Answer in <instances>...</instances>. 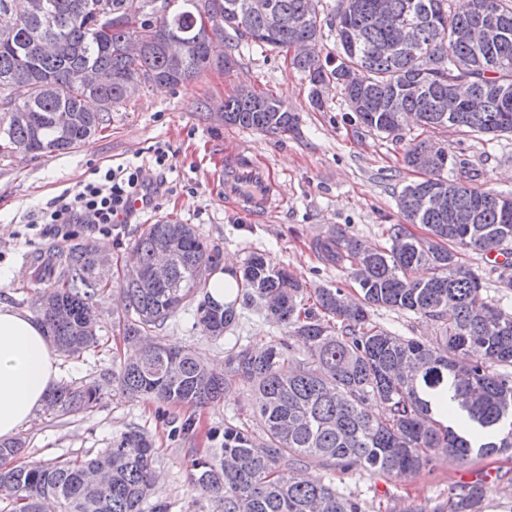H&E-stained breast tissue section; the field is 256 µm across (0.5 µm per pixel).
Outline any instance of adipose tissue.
<instances>
[{"mask_svg": "<svg viewBox=\"0 0 512 512\" xmlns=\"http://www.w3.org/2000/svg\"><path fill=\"white\" fill-rule=\"evenodd\" d=\"M62 370L41 321L0 303V438L29 423L56 387Z\"/></svg>", "mask_w": 512, "mask_h": 512, "instance_id": "obj_1", "label": "adipose tissue"}]
</instances>
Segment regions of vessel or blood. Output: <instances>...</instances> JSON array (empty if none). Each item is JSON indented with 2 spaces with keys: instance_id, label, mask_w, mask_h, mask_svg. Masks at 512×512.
Segmentation results:
<instances>
[{
  "instance_id": "b4317fda",
  "label": "vessel or blood",
  "mask_w": 512,
  "mask_h": 512,
  "mask_svg": "<svg viewBox=\"0 0 512 512\" xmlns=\"http://www.w3.org/2000/svg\"><path fill=\"white\" fill-rule=\"evenodd\" d=\"M276 184L269 172L239 157L235 166L224 170V199L227 203L252 212L269 214L278 207Z\"/></svg>"
}]
</instances>
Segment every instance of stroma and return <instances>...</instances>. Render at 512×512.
<instances>
[{
  "mask_svg": "<svg viewBox=\"0 0 512 512\" xmlns=\"http://www.w3.org/2000/svg\"><path fill=\"white\" fill-rule=\"evenodd\" d=\"M224 52L235 63L231 70L211 69L176 87L147 84L133 104L113 111L106 129L64 154L0 155V270L14 266L23 278L0 283V302L35 313L42 287L32 256L65 253L70 239L54 233L34 235L28 225L64 190L97 179L118 167L145 165L150 175L164 174L167 190L155 210L135 223L116 224L111 234L74 228L72 237L96 244L118 261H126L136 235L149 225L171 218L195 225L222 261L239 268L253 254L288 267L308 288L352 290L347 271L326 263L315 244L332 230L343 229L363 242L385 244L389 225L403 222L397 206L401 188L419 174L404 166L403 144L367 131L352 120L341 91L330 87L325 107L316 110L309 84L289 65L285 53L247 38L225 41ZM267 92L300 116L297 132L272 135L224 123L217 113L227 97L241 89ZM427 138L442 143L450 155L467 160L474 185L512 193V136L490 140L458 130L430 129ZM166 159L156 165L155 150ZM245 152L267 165L277 183L279 207L259 217L224 201V165ZM461 263L478 274L483 296L512 313V290L500 288V269L492 256L463 249ZM118 309L115 294L99 304L97 348L62 357V381L79 386L98 381L104 397L92 409L59 415L38 411L21 429L27 454L51 460L93 455L131 430L148 432L155 441L158 482L153 498L169 503V512H220L217 503L193 487L184 462L189 455L213 447L212 430L227 418L251 415L253 396L229 384L223 399L202 407L173 406L131 399L112 384V360L125 344L112 330ZM233 333L219 339L202 331L193 309L178 312L158 329L160 339L194 350L211 365L223 367L224 350L234 340L249 345L269 343L284 335L282 326L251 306L240 308ZM373 321L401 336L433 341L435 327L409 312L378 309ZM198 427L181 433L188 417ZM485 479L488 492L478 512H512V452L461 461L439 456L414 478L404 480L361 466L336 474L338 488L356 495L364 512H448V489Z\"/></svg>",
  "mask_w": 512,
  "mask_h": 512,
  "instance_id": "35a3bbf8",
  "label": "stroma"
}]
</instances>
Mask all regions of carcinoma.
<instances>
[{"mask_svg":"<svg viewBox=\"0 0 512 512\" xmlns=\"http://www.w3.org/2000/svg\"><path fill=\"white\" fill-rule=\"evenodd\" d=\"M53 27L19 19L12 0H0V154L21 148L53 154L76 149L103 130L112 110L134 100L130 88L145 82L178 86L206 69H228L220 45L224 33L247 36L261 46L286 49L323 37L315 0H269L265 14L249 0H45ZM491 5L506 29L461 41L457 32L473 24L476 11ZM416 25L418 44H400L396 27ZM339 63L362 69L363 90L341 84L356 121L395 141L403 121L437 128L448 104V70L463 68L484 98L478 112L462 113L461 129L476 136L512 135V96L503 101L494 86L512 89V0H471L466 12L450 0H339L336 9ZM132 39L144 42L127 53ZM190 45L183 54L163 44ZM310 85V101L323 108L316 85L335 75L318 58L291 60ZM89 68L114 76L108 85L85 81ZM224 121L245 129L285 134L299 117L267 92L242 90L224 100ZM429 139H412L405 165L421 174L397 196L418 238L401 224L385 230L387 245L367 252L365 243L338 229L316 244L328 262L350 261L354 294L317 288L312 302L305 285L261 255L230 276L236 300L222 306L197 302L204 332L221 337L237 324V300L258 305L281 324L284 337L257 349L234 345L218 372L190 348L154 339L155 330L194 302L220 263L192 224L172 219L151 224L132 245V264L117 283L124 298L119 335L134 349L119 357L112 382L133 398L168 405L216 403L236 382L252 391L253 422H224L221 447L191 456L187 467L201 494L222 512H363L359 501L324 475L297 481L288 471L301 466L346 472L358 464L395 478L412 477L439 455L461 460L512 450V314L482 297L478 274L459 262L456 248L493 253L512 241V194L475 187L446 173L465 162L436 150L421 164ZM443 190L450 204L436 209L429 194ZM166 277L152 278L158 250ZM112 258L93 243L73 242L63 255L44 261L53 283L36 299L37 313L58 351L79 355L97 346L98 302L108 283L96 269ZM379 308L406 311L434 323L433 344L399 336L371 319ZM448 387V421L436 419L424 394ZM374 398L380 413L369 411ZM101 387L60 385L48 404L63 415L95 407ZM25 450V440H0V460ZM155 448L147 436L129 431L112 446L83 459L31 460L0 469V494L15 512H42L56 501L59 512H144L153 484ZM487 490L474 484L448 496V512H476Z\"/></svg>","mask_w":512,"mask_h":512,"instance_id":"carcinoma-1","label":"carcinoma"}]
</instances>
